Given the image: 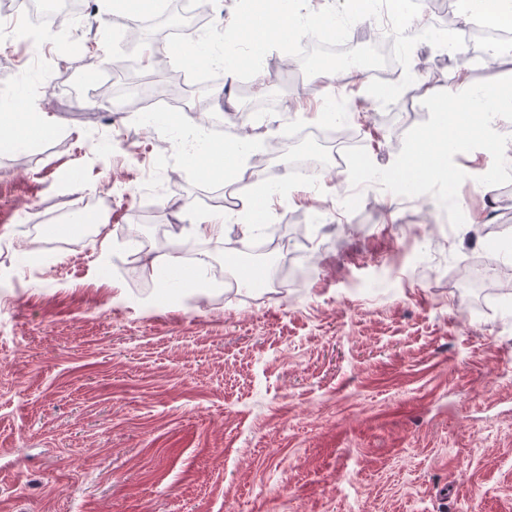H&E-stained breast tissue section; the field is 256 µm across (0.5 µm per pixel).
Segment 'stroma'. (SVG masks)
<instances>
[{"label":"stroma","instance_id":"stroma-1","mask_svg":"<svg viewBox=\"0 0 512 512\" xmlns=\"http://www.w3.org/2000/svg\"><path fill=\"white\" fill-rule=\"evenodd\" d=\"M93 2L37 46L0 42V110L50 129L0 148V273L18 281L0 288V512H512V183H478L491 154L454 157L468 175L455 228L428 194L357 190L344 169L292 175L303 146L281 139L263 170L287 189L266 221L306 251L305 278L184 303L129 264V237L161 234L157 255L192 240L245 168L203 177L209 144L187 123L112 120L98 89L126 54ZM64 39L83 52L59 56ZM284 58L228 84L208 119L264 101L255 142L344 124L382 169L459 71L512 75V44L479 71L421 42L420 96L385 107L363 72L309 76ZM247 222L226 218L225 240L248 239Z\"/></svg>","mask_w":512,"mask_h":512}]
</instances>
